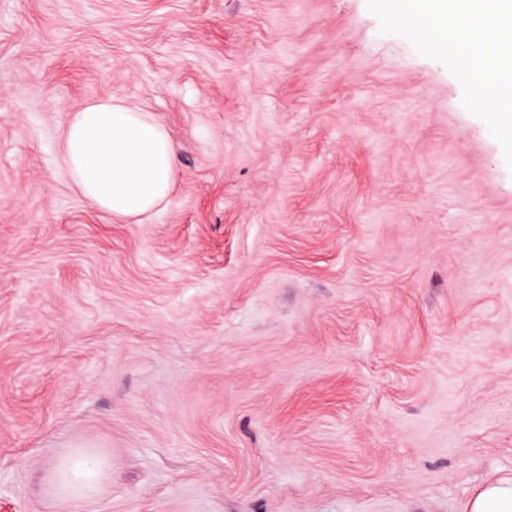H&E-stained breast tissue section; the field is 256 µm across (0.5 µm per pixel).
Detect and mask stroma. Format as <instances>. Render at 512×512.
I'll return each mask as SVG.
<instances>
[{
  "instance_id": "1",
  "label": "stroma",
  "mask_w": 512,
  "mask_h": 512,
  "mask_svg": "<svg viewBox=\"0 0 512 512\" xmlns=\"http://www.w3.org/2000/svg\"><path fill=\"white\" fill-rule=\"evenodd\" d=\"M117 95L179 152L115 220ZM366 0H0V512H467L512 478V172ZM109 464L64 488L77 454ZM58 154L76 191L120 220L152 215L168 197L178 168L164 125L116 97L68 108Z\"/></svg>"
}]
</instances>
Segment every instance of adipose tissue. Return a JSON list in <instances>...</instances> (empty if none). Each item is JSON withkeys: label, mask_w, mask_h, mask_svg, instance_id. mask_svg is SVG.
<instances>
[{"label": "adipose tissue", "mask_w": 512, "mask_h": 512, "mask_svg": "<svg viewBox=\"0 0 512 512\" xmlns=\"http://www.w3.org/2000/svg\"><path fill=\"white\" fill-rule=\"evenodd\" d=\"M59 159L76 191L115 219H143L168 197L178 155L154 115L112 97L68 108Z\"/></svg>", "instance_id": "ef3b65f1"}]
</instances>
